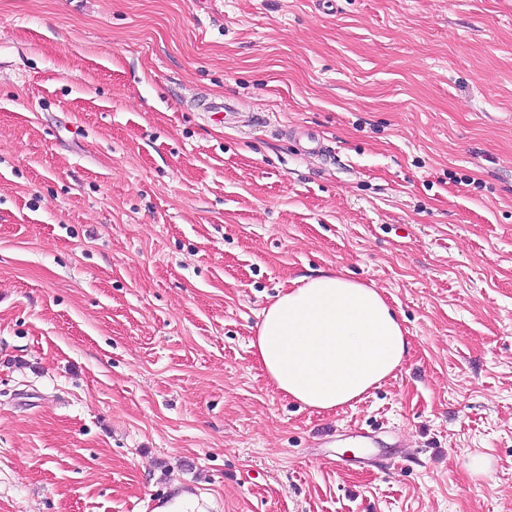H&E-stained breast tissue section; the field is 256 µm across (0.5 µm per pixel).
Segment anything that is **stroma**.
I'll return each mask as SVG.
<instances>
[{
	"instance_id": "obj_1",
	"label": "stroma",
	"mask_w": 512,
	"mask_h": 512,
	"mask_svg": "<svg viewBox=\"0 0 512 512\" xmlns=\"http://www.w3.org/2000/svg\"><path fill=\"white\" fill-rule=\"evenodd\" d=\"M339 270L411 352L318 412L250 342ZM180 482L512 512V0H0V512Z\"/></svg>"
}]
</instances>
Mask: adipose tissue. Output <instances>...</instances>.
Segmentation results:
<instances>
[{
  "mask_svg": "<svg viewBox=\"0 0 512 512\" xmlns=\"http://www.w3.org/2000/svg\"><path fill=\"white\" fill-rule=\"evenodd\" d=\"M252 346L283 396L319 412L361 401L411 350L384 295L336 272L293 280L263 309Z\"/></svg>",
  "mask_w": 512,
  "mask_h": 512,
  "instance_id": "adipose-tissue-1",
  "label": "adipose tissue"
}]
</instances>
